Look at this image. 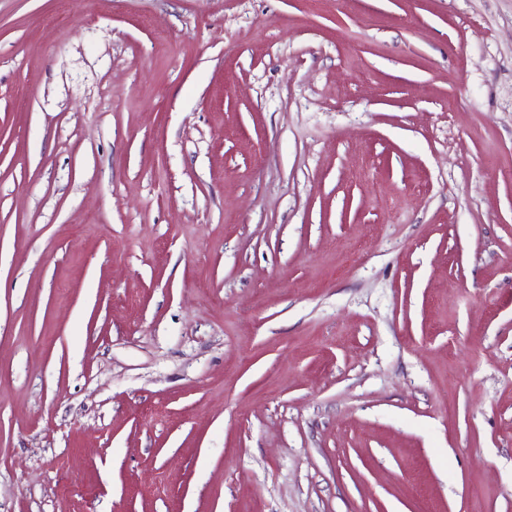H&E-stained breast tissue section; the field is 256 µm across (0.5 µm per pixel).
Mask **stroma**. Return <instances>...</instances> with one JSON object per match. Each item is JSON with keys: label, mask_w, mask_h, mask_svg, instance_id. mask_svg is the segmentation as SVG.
Segmentation results:
<instances>
[{"label": "stroma", "mask_w": 512, "mask_h": 512, "mask_svg": "<svg viewBox=\"0 0 512 512\" xmlns=\"http://www.w3.org/2000/svg\"><path fill=\"white\" fill-rule=\"evenodd\" d=\"M0 512H512V0H0Z\"/></svg>", "instance_id": "obj_1"}]
</instances>
